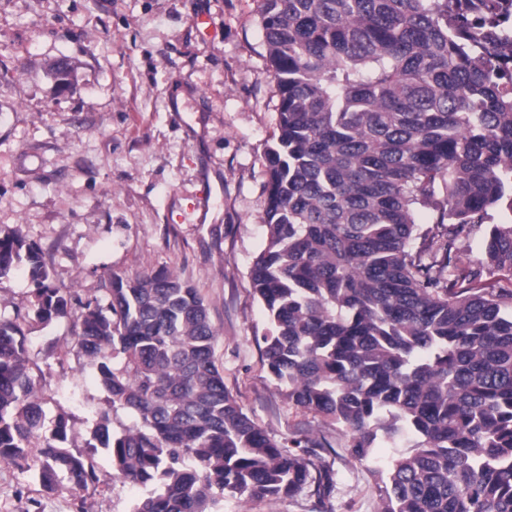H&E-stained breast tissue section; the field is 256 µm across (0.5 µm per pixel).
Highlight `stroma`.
I'll return each mask as SVG.
<instances>
[{
	"label": "stroma",
	"instance_id": "stroma-1",
	"mask_svg": "<svg viewBox=\"0 0 512 512\" xmlns=\"http://www.w3.org/2000/svg\"><path fill=\"white\" fill-rule=\"evenodd\" d=\"M62 57L64 79L51 69ZM278 108L260 0H0V232L35 242L55 285L84 301L115 275L166 270L197 288L227 390L276 439H312L302 456L334 482L325 501L311 485L218 512H379L376 471L408 442L352 458L345 432L267 370L250 268ZM33 288L22 265L0 279V317L21 318L43 409L68 416L66 446L93 457L98 481L48 490L36 469L0 464V512H131L142 488L91 441L101 414L116 433L139 420L112 408L73 319L31 316Z\"/></svg>",
	"mask_w": 512,
	"mask_h": 512
}]
</instances>
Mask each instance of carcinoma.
Masks as SVG:
<instances>
[{"label":"carcinoma","mask_w":512,"mask_h":512,"mask_svg":"<svg viewBox=\"0 0 512 512\" xmlns=\"http://www.w3.org/2000/svg\"><path fill=\"white\" fill-rule=\"evenodd\" d=\"M280 97L264 153L266 244L250 268L268 370L296 406L349 437L357 460L405 435L377 471L380 512H512V45L501 0H262ZM438 212L433 226L419 214ZM479 234L481 266L459 242ZM26 262L41 323L71 316L112 407L93 439L145 489L133 512H213L226 496L276 501L326 473L259 428L224 386L198 290L168 272L111 277L83 302L41 248L0 236V278ZM45 414L25 334L0 317V462L53 490L98 480Z\"/></svg>","instance_id":"obj_1"}]
</instances>
